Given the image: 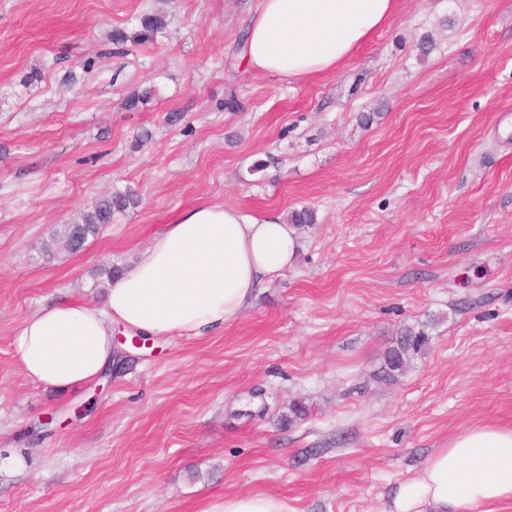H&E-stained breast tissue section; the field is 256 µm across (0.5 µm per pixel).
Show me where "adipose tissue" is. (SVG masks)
I'll list each match as a JSON object with an SVG mask.
<instances>
[{"instance_id":"1","label":"adipose tissue","mask_w":512,"mask_h":512,"mask_svg":"<svg viewBox=\"0 0 512 512\" xmlns=\"http://www.w3.org/2000/svg\"><path fill=\"white\" fill-rule=\"evenodd\" d=\"M397 0H259L245 38L257 73L300 80L338 71L396 11ZM297 228L204 204L166 225L109 281L99 305L43 308L13 336V359L34 384L65 391L96 381L114 357L113 330L198 338L250 309L260 288L294 261ZM512 500V428H469L397 484L385 512H472ZM205 512H288L278 499L233 494Z\"/></svg>"}]
</instances>
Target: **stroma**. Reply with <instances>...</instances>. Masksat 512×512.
<instances>
[{
	"label": "stroma",
	"mask_w": 512,
	"mask_h": 512,
	"mask_svg": "<svg viewBox=\"0 0 512 512\" xmlns=\"http://www.w3.org/2000/svg\"><path fill=\"white\" fill-rule=\"evenodd\" d=\"M256 7L0 0V512H204L238 493L383 512L461 431L512 428V0H397L339 72L290 82L242 64ZM155 10L153 42L109 40ZM128 188L138 208L82 251L57 243ZM206 203L317 221L224 330L128 348L103 386L25 378L11 341L27 318L100 303L101 267ZM407 327L426 351L376 383ZM296 400L307 416L282 426Z\"/></svg>",
	"instance_id": "obj_1"
}]
</instances>
